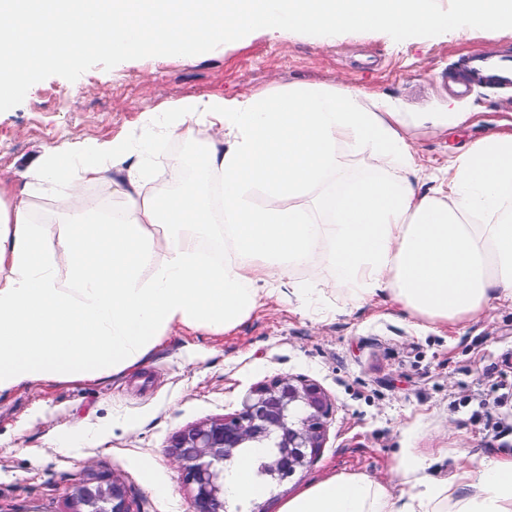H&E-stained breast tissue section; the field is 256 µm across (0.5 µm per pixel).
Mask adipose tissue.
<instances>
[{"label": "adipose tissue", "instance_id": "1", "mask_svg": "<svg viewBox=\"0 0 512 512\" xmlns=\"http://www.w3.org/2000/svg\"><path fill=\"white\" fill-rule=\"evenodd\" d=\"M201 120L216 129L203 167L221 179V264L201 251L197 227L213 221L202 194H145L143 155L128 141L69 155L49 148L27 170L30 185L51 178L62 186L56 203L69 222L55 236L0 181V396L130 368L175 326L225 332L281 295L292 266L305 267L308 278L291 284V295L333 288L361 303L386 294L435 324L512 304V132L471 143L424 190L407 177L419 165L407 115L388 99L301 84L242 100L185 98L148 118L183 139ZM341 143L366 151L371 176L346 181ZM331 175L344 184L339 194L324 188ZM102 180L124 200L120 219L84 202L81 185ZM257 188L265 198L259 206ZM315 190L316 208L296 205ZM157 224L170 228L161 256L149 234ZM325 246L327 279L311 261ZM261 454L251 449L230 465L228 499L265 495L254 474ZM397 472L401 493L366 477L335 476L279 512H512V452L449 479L431 476L416 459Z\"/></svg>", "mask_w": 512, "mask_h": 512}]
</instances>
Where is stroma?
Listing matches in <instances>:
<instances>
[{
    "mask_svg": "<svg viewBox=\"0 0 512 512\" xmlns=\"http://www.w3.org/2000/svg\"><path fill=\"white\" fill-rule=\"evenodd\" d=\"M512 57V30H477L394 41L382 32L283 37L256 30L195 60L157 56L92 67L76 81L52 76L0 112V180L26 197L32 219L61 229L56 186L31 192L27 168L50 147L64 153L112 138L145 146V188L171 192L184 140L142 127L188 97L244 99L298 83L354 88L391 99L412 120L424 173L485 136L512 130V88L475 83L456 95L467 53ZM467 113L436 128L429 115ZM322 315L272 300L224 335L175 329L136 367L94 381L37 384L0 396V512H70L75 483L117 472L133 512H193L169 454L180 429L242 408L251 389L277 375L320 384L334 412L313 465L230 512H278L323 479L362 476L392 491L402 458L451 477L472 454L512 450V306L489 305L463 326L437 327L388 298L355 306L319 298Z\"/></svg>",
    "mask_w": 512,
    "mask_h": 512,
    "instance_id": "35a3bbf8",
    "label": "stroma"
}]
</instances>
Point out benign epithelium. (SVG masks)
Returning <instances> with one entry per match:
<instances>
[{
  "label": "benign epithelium",
  "instance_id": "obj_1",
  "mask_svg": "<svg viewBox=\"0 0 512 512\" xmlns=\"http://www.w3.org/2000/svg\"><path fill=\"white\" fill-rule=\"evenodd\" d=\"M332 403L316 383L279 376L256 386L233 414L178 431L172 455L193 489V512H229L224 497L227 464L251 448H264L256 477L267 487L290 480L311 466L324 448ZM72 512H132L127 490L117 477L78 483Z\"/></svg>",
  "mask_w": 512,
  "mask_h": 512
}]
</instances>
